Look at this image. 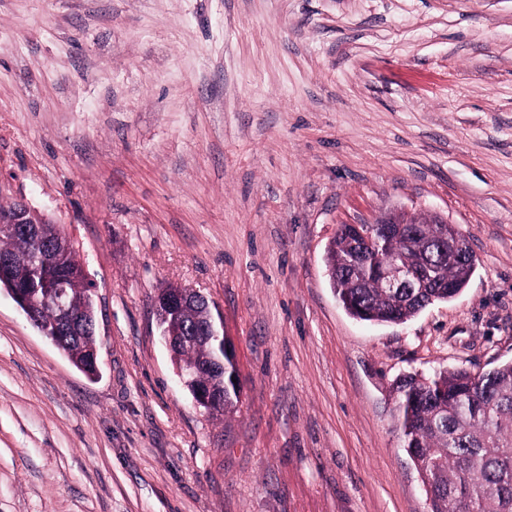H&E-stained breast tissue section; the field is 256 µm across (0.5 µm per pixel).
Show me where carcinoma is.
I'll return each mask as SVG.
<instances>
[{
	"label": "carcinoma",
	"mask_w": 512,
	"mask_h": 512,
	"mask_svg": "<svg viewBox=\"0 0 512 512\" xmlns=\"http://www.w3.org/2000/svg\"><path fill=\"white\" fill-rule=\"evenodd\" d=\"M428 224H405L389 234L378 251L360 259L356 239L340 225L327 248V263L335 269L334 290L354 318L375 324L405 323L427 306L456 297L472 269L430 242ZM63 234L54 224H20L0 234V256L10 265L0 269V290H6L34 311L33 325L62 350L75 368L97 374L94 296L88 275L72 252L59 245ZM53 249L56 261L38 264L41 252ZM394 261L418 274L419 288H387L380 270ZM58 288L66 289L79 331L61 327L57 309L43 301ZM209 309L189 304L162 322L173 339L176 362L201 367L197 383L210 384L224 395V406L210 410L224 416L239 403V384H224L215 359L217 343L199 331ZM195 383V384H197ZM195 384L187 385L194 391ZM398 398L404 448L422 483L429 489L430 512H512V362L478 374L443 370L428 378L408 375L393 387Z\"/></svg>",
	"instance_id": "carcinoma-1"
}]
</instances>
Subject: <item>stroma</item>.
Masks as SVG:
<instances>
[{"instance_id":"obj_1","label":"stroma","mask_w":512,"mask_h":512,"mask_svg":"<svg viewBox=\"0 0 512 512\" xmlns=\"http://www.w3.org/2000/svg\"><path fill=\"white\" fill-rule=\"evenodd\" d=\"M96 285L89 378L0 291V512H430L396 380L512 361V0H0V201ZM438 213L477 261L406 323L354 319L343 224ZM210 301L213 417L154 313Z\"/></svg>"}]
</instances>
